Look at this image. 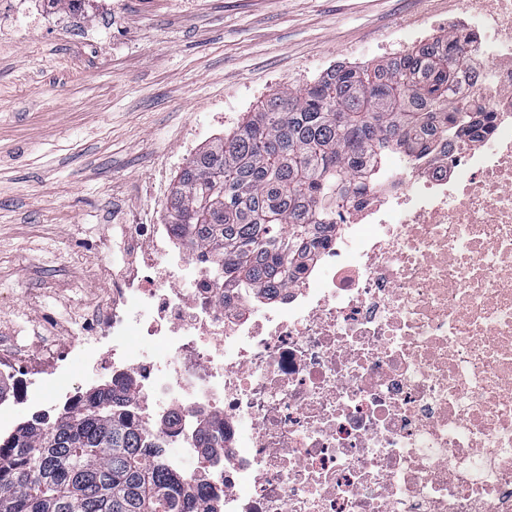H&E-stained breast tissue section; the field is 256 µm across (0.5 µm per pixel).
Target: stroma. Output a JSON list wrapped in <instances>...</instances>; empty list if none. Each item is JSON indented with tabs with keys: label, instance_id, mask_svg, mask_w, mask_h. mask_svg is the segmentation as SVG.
Segmentation results:
<instances>
[{
	"label": "stroma",
	"instance_id": "obj_1",
	"mask_svg": "<svg viewBox=\"0 0 512 512\" xmlns=\"http://www.w3.org/2000/svg\"><path fill=\"white\" fill-rule=\"evenodd\" d=\"M84 37L17 30L0 46V317L91 313L128 224L166 223L196 153L283 88L386 59L384 35L447 34L459 0H112Z\"/></svg>",
	"mask_w": 512,
	"mask_h": 512
}]
</instances>
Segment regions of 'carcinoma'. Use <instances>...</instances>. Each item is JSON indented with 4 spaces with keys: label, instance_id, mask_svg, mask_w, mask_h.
<instances>
[{
    "label": "carcinoma",
    "instance_id": "carcinoma-1",
    "mask_svg": "<svg viewBox=\"0 0 512 512\" xmlns=\"http://www.w3.org/2000/svg\"><path fill=\"white\" fill-rule=\"evenodd\" d=\"M457 33L267 99L180 170L168 223L214 257L226 288H278L304 270L390 152L418 160L475 133L485 112L460 95ZM126 375L86 393V408L40 414L0 439V512H210L206 493L166 466L165 443L134 420Z\"/></svg>",
    "mask_w": 512,
    "mask_h": 512
}]
</instances>
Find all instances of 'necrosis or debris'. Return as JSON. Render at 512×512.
I'll use <instances>...</instances> for the list:
<instances>
[{
	"instance_id": "necrosis-or-debris-1",
	"label": "necrosis or debris",
	"mask_w": 512,
	"mask_h": 512,
	"mask_svg": "<svg viewBox=\"0 0 512 512\" xmlns=\"http://www.w3.org/2000/svg\"><path fill=\"white\" fill-rule=\"evenodd\" d=\"M462 2L464 90L489 120L400 156L298 278L227 289L171 225L131 224L105 307L75 337L32 322L0 376L41 413L84 405L72 353L131 375L136 420L179 449L171 468L194 461L212 512H512V0ZM45 15L99 21L90 0L27 21Z\"/></svg>"
}]
</instances>
